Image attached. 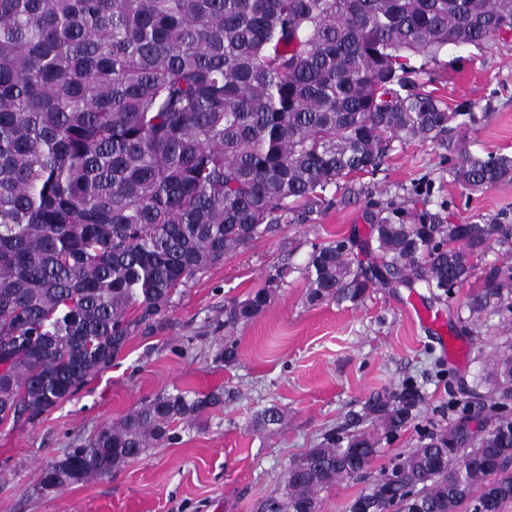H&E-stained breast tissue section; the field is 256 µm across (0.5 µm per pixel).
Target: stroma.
Listing matches in <instances>:
<instances>
[{
    "label": "stroma",
    "instance_id": "stroma-1",
    "mask_svg": "<svg viewBox=\"0 0 512 512\" xmlns=\"http://www.w3.org/2000/svg\"><path fill=\"white\" fill-rule=\"evenodd\" d=\"M416 62L427 72L428 90L450 108L473 113L454 131L470 152L512 153V37L480 50L451 46ZM449 167L447 152L430 143L397 145L378 173L329 190L307 223L281 227L200 273L174 295L163 328L135 337L74 398L36 424L0 427V512H258L263 500L281 493L289 463L322 432L361 413L372 393L406 379L421 385L426 418L447 424L455 380L481 375L482 357L499 337L498 316L485 320L478 349L447 303L377 286L357 304L312 306L296 268L313 246L336 236L363 242L371 203L407 196L421 183L432 184L434 199H453L456 224L512 213V183L465 191ZM288 264L294 271L266 311L238 330L237 362H216L225 304L263 287ZM421 309L438 324L421 320ZM449 344L461 348L460 361L449 360ZM438 363L444 376L433 374ZM177 387L230 389L236 397L194 427L180 428L177 443L147 449L112 476L62 492L40 489L41 468L143 397ZM272 404L285 410V424L259 427L258 413Z\"/></svg>",
    "mask_w": 512,
    "mask_h": 512
}]
</instances>
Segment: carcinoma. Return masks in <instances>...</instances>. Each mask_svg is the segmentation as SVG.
I'll return each mask as SVG.
<instances>
[{"label": "carcinoma", "instance_id": "obj_1", "mask_svg": "<svg viewBox=\"0 0 512 512\" xmlns=\"http://www.w3.org/2000/svg\"><path fill=\"white\" fill-rule=\"evenodd\" d=\"M512 35V0H0V427L34 424L112 366L133 337L168 320L200 271L301 224L331 187L378 172L395 142L457 157L467 190L512 183V153H471L411 57ZM430 188L375 203L354 264L351 238L313 247L307 300L361 301L368 289L424 288L452 301L474 258L498 246L461 309L474 332L501 318L504 340L457 381L446 426L422 428L348 512H501L512 501V222L452 224ZM268 286L224 305V345L265 311ZM224 389L142 398L40 471L63 491L179 440ZM413 380L367 399V428L342 426L294 459L260 512H321L320 493L365 478L382 441L415 423ZM481 417L472 434L467 422ZM273 405L263 427L284 422Z\"/></svg>", "mask_w": 512, "mask_h": 512}]
</instances>
